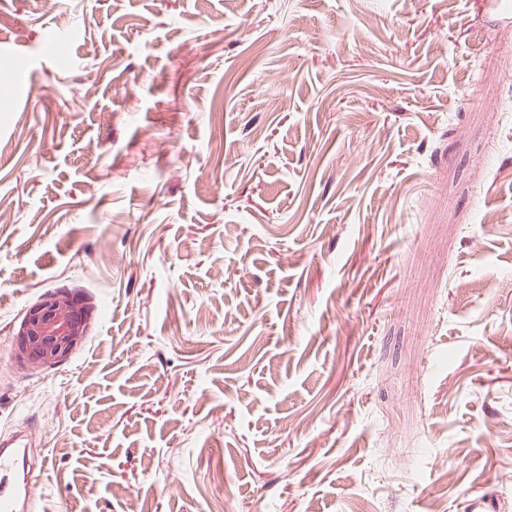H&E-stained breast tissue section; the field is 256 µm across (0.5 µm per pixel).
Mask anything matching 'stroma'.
I'll return each instance as SVG.
<instances>
[{"label":"stroma","mask_w":512,"mask_h":512,"mask_svg":"<svg viewBox=\"0 0 512 512\" xmlns=\"http://www.w3.org/2000/svg\"><path fill=\"white\" fill-rule=\"evenodd\" d=\"M0 40V440L46 512H505L512 25L0 0ZM59 290L81 343L21 363ZM87 315L65 293H54L35 303L15 334L19 358L38 367L60 363L84 336Z\"/></svg>","instance_id":"stroma-1"}]
</instances>
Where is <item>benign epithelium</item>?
Listing matches in <instances>:
<instances>
[{"label":"benign epithelium","instance_id":"7a95c632","mask_svg":"<svg viewBox=\"0 0 512 512\" xmlns=\"http://www.w3.org/2000/svg\"><path fill=\"white\" fill-rule=\"evenodd\" d=\"M87 312L65 293H54L28 308L16 332L18 356L28 364L51 367L78 345Z\"/></svg>","mask_w":512,"mask_h":512}]
</instances>
